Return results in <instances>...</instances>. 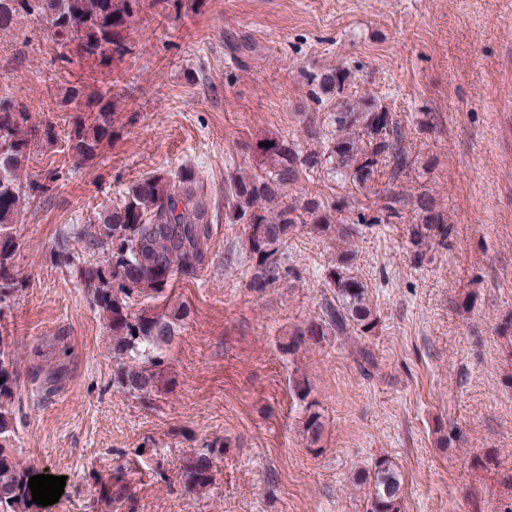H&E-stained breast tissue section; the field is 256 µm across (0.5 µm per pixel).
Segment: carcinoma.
<instances>
[{
    "label": "carcinoma",
    "mask_w": 512,
    "mask_h": 512,
    "mask_svg": "<svg viewBox=\"0 0 512 512\" xmlns=\"http://www.w3.org/2000/svg\"><path fill=\"white\" fill-rule=\"evenodd\" d=\"M140 0H0V32L31 17L44 26L50 42L61 53L58 69L66 71L73 58L112 68L114 59L132 53L127 30ZM350 72L344 67L315 76L331 94L344 90ZM62 103L75 104L70 116L68 151L77 160L96 155L105 141L117 134L110 91L86 95L85 88L71 83ZM302 147L294 141L268 137L271 146L255 145L270 161L264 177L237 176L229 185L233 205L224 211V223L245 225L246 244L255 258L251 287L262 290L277 283L283 273L282 247L297 227L326 238L336 248L326 286L332 296L324 299L320 322L297 330L290 347L336 336L347 343L371 332L377 314L368 286L356 274L353 239L355 224H380L399 220L411 207L415 220L406 230L413 258L423 260L434 245H448L450 227L426 193L408 195L391 187L412 164L411 151L397 121L375 100L365 96L343 97L336 103L330 122L304 121ZM55 126L29 125V108L12 99H0V304L15 291L18 281L11 264L16 245L15 226L23 207L35 194L52 192L58 177L44 183L24 178V161L34 145L53 147ZM328 167L336 180L351 183L374 206L375 215L360 212L351 219L347 198L325 201L313 194L302 199L290 189L302 177ZM388 184L381 185L383 177ZM209 203L200 193L198 177L189 168L176 174H154L134 182L121 204L99 214L85 237L86 259L74 265L71 252L59 253L66 266H76L80 282L91 288L94 304L107 314L112 328V351L122 359L115 373L116 388L144 397L151 393L160 347L171 342L176 322L187 315L178 306L170 313L134 307L164 293L174 280L192 278L210 249ZM12 343L0 332V437L11 432V407L18 389L19 372ZM211 451L192 454L181 466L185 487L202 491L213 484ZM30 469L0 448V512H32L28 486ZM128 467L118 465L102 484L101 501L110 507L130 496ZM356 484L367 490L366 512H401L402 483L385 458L375 460Z\"/></svg>",
    "instance_id": "cac0c4a2"
}]
</instances>
